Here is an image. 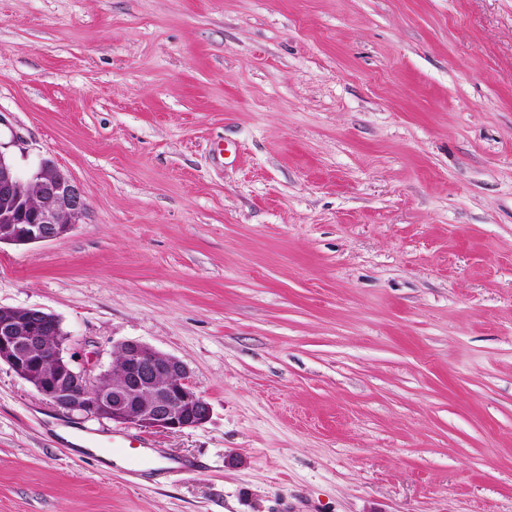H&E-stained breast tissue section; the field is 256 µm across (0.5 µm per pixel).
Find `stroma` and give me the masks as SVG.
I'll return each instance as SVG.
<instances>
[{
  "label": "stroma",
  "mask_w": 512,
  "mask_h": 512,
  "mask_svg": "<svg viewBox=\"0 0 512 512\" xmlns=\"http://www.w3.org/2000/svg\"><path fill=\"white\" fill-rule=\"evenodd\" d=\"M0 117L88 204L0 304L211 406L136 476L1 363L0 512H512V0H0Z\"/></svg>",
  "instance_id": "obj_1"
}]
</instances>
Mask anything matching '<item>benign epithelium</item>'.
Here are the masks:
<instances>
[{
	"instance_id": "benign-epithelium-1",
	"label": "benign epithelium",
	"mask_w": 512,
	"mask_h": 512,
	"mask_svg": "<svg viewBox=\"0 0 512 512\" xmlns=\"http://www.w3.org/2000/svg\"><path fill=\"white\" fill-rule=\"evenodd\" d=\"M8 148L0 142V244L28 245L70 233L87 210L79 185L51 160L21 174ZM61 334L59 320L40 308L0 305V363L58 410L150 432H182L208 422L210 404L195 391L180 359L125 341L114 351L120 372L113 380L112 370L77 366L62 343H49Z\"/></svg>"
}]
</instances>
